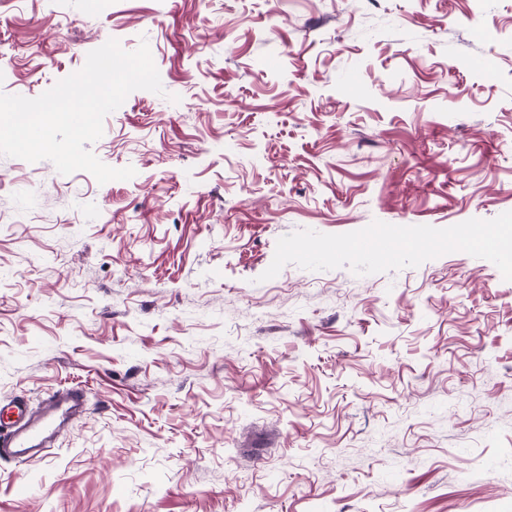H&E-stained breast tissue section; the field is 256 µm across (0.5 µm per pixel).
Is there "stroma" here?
I'll return each instance as SVG.
<instances>
[{
    "mask_svg": "<svg viewBox=\"0 0 512 512\" xmlns=\"http://www.w3.org/2000/svg\"><path fill=\"white\" fill-rule=\"evenodd\" d=\"M112 38L134 176L0 156V397H88L0 512H512V247L416 242L512 235V0H0V93ZM387 236L389 240L385 243L382 240V233H377L374 229H369L366 238L362 241V246L378 260L387 262L402 246L401 240L392 238L390 234H387Z\"/></svg>",
    "mask_w": 512,
    "mask_h": 512,
    "instance_id": "1",
    "label": "stroma"
}]
</instances>
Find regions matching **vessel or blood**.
I'll return each instance as SVG.
<instances>
[{"label":"vessel or blood","instance_id":"1","mask_svg":"<svg viewBox=\"0 0 512 512\" xmlns=\"http://www.w3.org/2000/svg\"><path fill=\"white\" fill-rule=\"evenodd\" d=\"M362 245L378 260L387 261L397 253L401 240L383 239L368 230ZM86 393L70 387L49 394L39 408H30L19 396L0 399V457L28 462L51 447L63 428L83 412Z\"/></svg>","mask_w":512,"mask_h":512}]
</instances>
